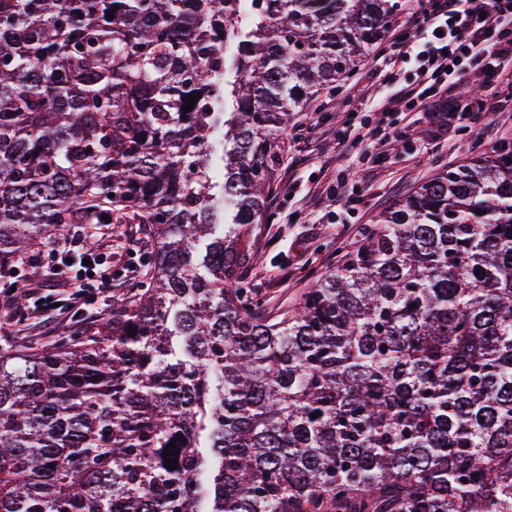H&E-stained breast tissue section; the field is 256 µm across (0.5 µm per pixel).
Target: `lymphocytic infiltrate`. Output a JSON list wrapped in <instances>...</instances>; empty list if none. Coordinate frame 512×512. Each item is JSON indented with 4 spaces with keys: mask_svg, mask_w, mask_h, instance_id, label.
<instances>
[{
    "mask_svg": "<svg viewBox=\"0 0 512 512\" xmlns=\"http://www.w3.org/2000/svg\"><path fill=\"white\" fill-rule=\"evenodd\" d=\"M371 76L342 103L345 118L318 124L332 144L356 146L355 172L327 182L336 203L327 218L333 224L358 223L369 205L363 177L385 167L396 138V119L414 115L438 132L479 126L484 113L501 108L502 84L512 82V0H410L402 24L384 39L372 59ZM478 81L483 94L468 89ZM102 243L69 242L60 233L41 244L26 265L40 275L62 278L65 290L46 287L39 277L28 283L33 316L43 318L45 336L54 319L97 302L112 300V264Z\"/></svg>",
    "mask_w": 512,
    "mask_h": 512,
    "instance_id": "obj_1",
    "label": "lymphocytic infiltrate"
}]
</instances>
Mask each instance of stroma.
I'll use <instances>...</instances> for the list:
<instances>
[{"mask_svg":"<svg viewBox=\"0 0 512 512\" xmlns=\"http://www.w3.org/2000/svg\"><path fill=\"white\" fill-rule=\"evenodd\" d=\"M427 150L408 155L403 141L393 142L391 164L375 174L370 183L369 209L358 230L319 220L311 224L295 219L306 201L289 199L288 168L298 149L308 154V171L315 172L327 156L319 148V133L311 131L303 143L281 139L282 161L267 194L265 223L254 225L250 235L252 259L239 270V279L276 312L293 307L312 279L329 271L357 243V233L367 230L376 217L396 201L410 195L438 170L465 163L475 153L487 150V137L465 130L449 136L421 132ZM154 245L147 225L132 219L112 227V295L121 298L128 288L144 281Z\"/></svg>","mask_w":512,"mask_h":512,"instance_id":"35a3bbf8","label":"stroma"}]
</instances>
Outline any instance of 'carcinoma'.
<instances>
[{"mask_svg": "<svg viewBox=\"0 0 512 512\" xmlns=\"http://www.w3.org/2000/svg\"><path fill=\"white\" fill-rule=\"evenodd\" d=\"M398 7L0 0V268L115 209L157 241L112 316L0 344V512H512L511 139L296 307L238 279L291 115Z\"/></svg>", "mask_w": 512, "mask_h": 512, "instance_id": "1", "label": "carcinoma"}]
</instances>
